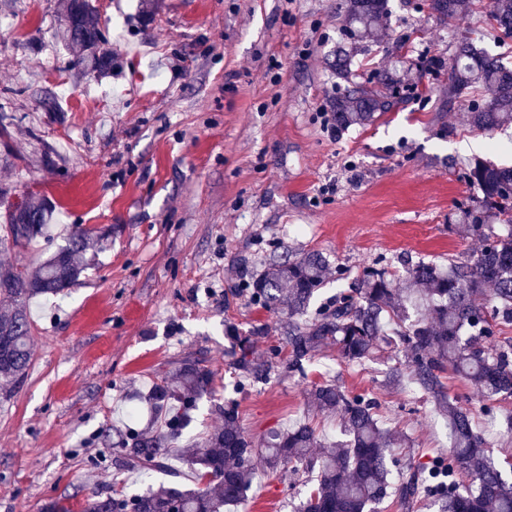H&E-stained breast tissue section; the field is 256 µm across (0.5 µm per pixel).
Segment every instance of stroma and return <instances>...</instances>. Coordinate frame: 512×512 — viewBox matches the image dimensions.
Segmentation results:
<instances>
[{
	"instance_id": "35a3bbf8",
	"label": "stroma",
	"mask_w": 512,
	"mask_h": 512,
	"mask_svg": "<svg viewBox=\"0 0 512 512\" xmlns=\"http://www.w3.org/2000/svg\"><path fill=\"white\" fill-rule=\"evenodd\" d=\"M63 0H0V264L34 269L73 226L93 232L80 279L29 305L31 362L23 383L0 384V512H38L51 498L79 503L124 483L163 481L121 470L118 431L150 418L142 397L185 359L213 374V399L236 400L253 439L298 420L305 391L333 380L377 398L387 428L412 440L407 461L447 453L443 418L420 392L390 389L385 353L363 366L319 353L304 374L275 364L240 384L229 369L227 323L262 325L255 356L277 345L278 318L239 293L240 270L311 250L328 263L317 301L350 288L368 265L447 267L476 240L453 229L473 195L474 159L512 167V121L469 126L466 98L449 100L456 37L484 31L489 0H468L454 24L423 0H390L379 37L356 56L359 82L405 62L403 93L375 122L334 131L322 112L343 88L334 75L345 39L343 0H93L113 53L109 76L45 48ZM51 201L53 241L6 238L15 200ZM450 395L475 409L495 461L512 462V435L489 428L475 389L445 376ZM248 512H294L308 477L254 463Z\"/></svg>"
}]
</instances>
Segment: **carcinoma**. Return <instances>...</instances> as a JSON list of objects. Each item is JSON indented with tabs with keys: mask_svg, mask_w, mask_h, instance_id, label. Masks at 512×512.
I'll use <instances>...</instances> for the list:
<instances>
[{
	"mask_svg": "<svg viewBox=\"0 0 512 512\" xmlns=\"http://www.w3.org/2000/svg\"><path fill=\"white\" fill-rule=\"evenodd\" d=\"M429 13L443 24L454 22L466 0H426ZM389 13L388 0H349L344 20L347 42L336 50V76L348 81L331 103L339 129L374 122L404 88L387 69L377 73L378 88L365 89L349 81L356 44L374 35V25ZM490 26L499 38L512 39V0H492ZM62 39L74 64L89 73L112 69V53L92 0H66L60 17ZM479 31L457 38L450 63L440 56L424 61L427 70L448 69L451 91L484 92L469 103L468 123L489 131L512 115V66L475 45ZM467 181L475 195L459 210L458 223L480 248L444 270L420 262L401 277L386 268L366 267L352 287L309 314L311 301L325 283L327 261L312 250L288 262H274L258 278L243 277L242 291L262 308L284 312L279 345L270 357L254 359L251 347L267 333L264 327L241 332L229 327L233 365L255 381L265 379L273 360L288 353V369L300 371L327 347L340 360L359 366L374 359L385 346L404 358L406 372L391 371L387 382L431 396L436 410L448 420L450 450L429 468L394 475L393 450L408 448V439L387 429L377 403L349 395L333 381L316 383L306 392L309 418L272 431L260 444L240 426L233 402L215 406L222 427L197 441L185 442L198 402L211 395L213 377L198 363L184 361L164 374L148 391L156 426L125 432L114 453L124 470L162 473L168 481L143 493L121 486L112 493L93 491L80 512H227L239 507L252 485L254 458L261 457L270 475L289 466L312 474L313 486L298 512H380L392 499L412 512L429 499L438 512H512V466L496 465L487 439L474 428L473 410L446 394L447 371L470 382L481 402L480 411L497 418L500 403L512 398V337L501 325L512 323V168L476 160ZM53 206L46 200L23 204L7 212V229L16 244L48 237ZM90 246V232L72 227L59 247L32 273L0 266V299L9 304L0 313V380L19 384L30 362L31 322L28 305L41 296H57L79 280L84 268L75 261ZM315 412L341 418L334 440L321 438L313 425ZM180 460L193 474V485L182 484L170 461Z\"/></svg>",
	"mask_w": 512,
	"mask_h": 512,
	"instance_id": "cac0c4a2",
	"label": "carcinoma"
}]
</instances>
